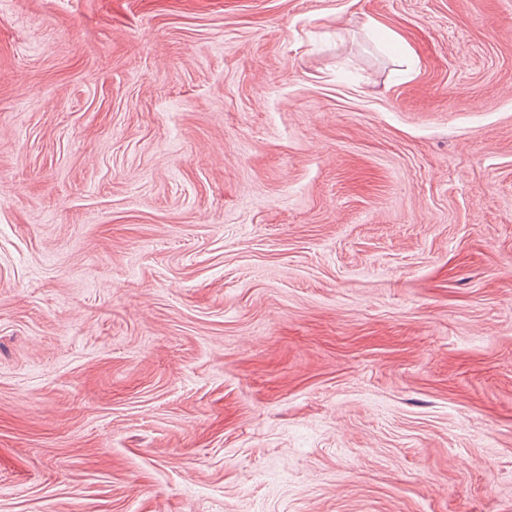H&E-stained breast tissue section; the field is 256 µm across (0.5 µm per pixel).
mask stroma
Here are the masks:
<instances>
[{
    "label": "stroma",
    "mask_w": 512,
    "mask_h": 512,
    "mask_svg": "<svg viewBox=\"0 0 512 512\" xmlns=\"http://www.w3.org/2000/svg\"><path fill=\"white\" fill-rule=\"evenodd\" d=\"M0 512H512V0H0Z\"/></svg>",
    "instance_id": "stroma-1"
}]
</instances>
